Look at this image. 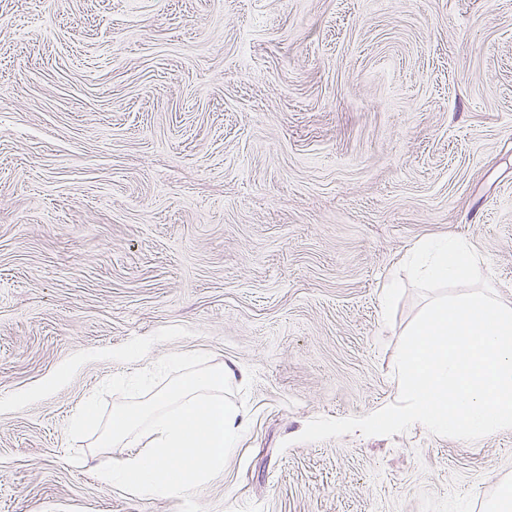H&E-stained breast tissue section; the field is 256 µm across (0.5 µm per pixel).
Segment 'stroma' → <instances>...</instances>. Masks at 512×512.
<instances>
[{
    "mask_svg": "<svg viewBox=\"0 0 512 512\" xmlns=\"http://www.w3.org/2000/svg\"><path fill=\"white\" fill-rule=\"evenodd\" d=\"M441 235L512 304V0H0V512H487L512 430L298 440L397 401ZM226 363L221 472L100 481L115 408Z\"/></svg>",
    "mask_w": 512,
    "mask_h": 512,
    "instance_id": "35a3bbf8",
    "label": "stroma"
}]
</instances>
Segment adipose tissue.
I'll return each mask as SVG.
<instances>
[{
	"label": "adipose tissue",
	"mask_w": 512,
	"mask_h": 512,
	"mask_svg": "<svg viewBox=\"0 0 512 512\" xmlns=\"http://www.w3.org/2000/svg\"><path fill=\"white\" fill-rule=\"evenodd\" d=\"M236 380L229 366L198 370L146 406L113 412L112 441L123 453L108 482L176 496L223 470L246 426L244 414L222 396Z\"/></svg>",
	"instance_id": "obj_1"
}]
</instances>
